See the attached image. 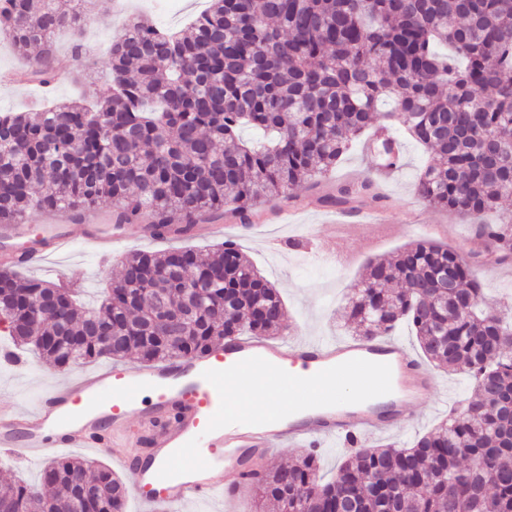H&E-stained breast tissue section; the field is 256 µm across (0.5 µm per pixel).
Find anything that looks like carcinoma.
Returning a JSON list of instances; mask_svg holds the SVG:
<instances>
[{
	"label": "carcinoma",
	"mask_w": 512,
	"mask_h": 512,
	"mask_svg": "<svg viewBox=\"0 0 512 512\" xmlns=\"http://www.w3.org/2000/svg\"><path fill=\"white\" fill-rule=\"evenodd\" d=\"M85 0H5L0 34L14 51L43 50L28 82L53 79V35L93 21ZM110 95L85 93L36 112L0 113V224L35 210L112 204V223L187 235L207 216L251 226L259 204L327 180L367 131L382 168L402 158L404 129L429 159L416 193L471 223L474 239L512 258V214L482 216L512 196V0H211L169 34L134 19L113 42ZM384 99L394 102L379 110ZM269 134L259 147L243 127ZM372 176L316 198L344 208ZM474 263L438 242H412L369 263L351 288L352 335L387 336L409 323L423 355L472 379L448 422L410 445L356 448L326 481L318 454L269 470L261 497L281 512H512V324L481 306ZM455 285L456 300L440 288ZM278 290L232 241L135 252L99 307L75 289L0 269V321L19 347L58 369L100 358L191 357L234 336L286 330ZM112 468L56 457L40 486L0 489V512H124Z\"/></svg>",
	"instance_id": "cac0c4a2"
}]
</instances>
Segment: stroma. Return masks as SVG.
<instances>
[{"label":"stroma","mask_w":512,"mask_h":512,"mask_svg":"<svg viewBox=\"0 0 512 512\" xmlns=\"http://www.w3.org/2000/svg\"><path fill=\"white\" fill-rule=\"evenodd\" d=\"M121 9H112L84 32L82 43L98 69L109 66V49L113 38L132 18L146 16L160 27L179 30L209 6V0H178L174 12L154 11L152 0H124ZM406 165L402 172L378 183L385 201L378 207H364L361 223L344 226L338 213L318 207L315 189L301 186L290 191L287 199L260 207V220L243 228L230 216L223 217L225 238L236 241L241 251L279 289L288 315L289 329L284 337L290 341L306 338L340 339L348 337L345 326L348 294L360 279L367 263L383 258L420 239H431L460 251H469L472 232L469 224L453 214L427 207L416 195V181L427 161L422 147L404 141ZM130 239L107 261L84 248L66 259L69 283L79 288L80 299L87 305L97 304L100 292L121 271L129 254L139 251H166L190 247L201 251L213 248L214 239L186 237L171 242L145 238L142 225L128 228ZM315 238L317 246L329 253L344 250L349 263L313 259L302 248V241ZM475 276L483 288L484 308L497 312L512 302V262L477 267ZM437 387L422 401L408 406L383 440L406 444L415 435L427 432L448 417V410L460 397L467 380L464 375L433 367ZM55 373L49 365L0 369V404L32 406ZM371 437V444H378Z\"/></svg>","instance_id":"obj_1"}]
</instances>
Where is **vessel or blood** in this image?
<instances>
[{
  "label": "vessel or blood",
  "mask_w": 512,
  "mask_h": 512,
  "mask_svg": "<svg viewBox=\"0 0 512 512\" xmlns=\"http://www.w3.org/2000/svg\"><path fill=\"white\" fill-rule=\"evenodd\" d=\"M43 217L38 232L0 225V238L15 241L0 264L37 266L80 243L108 259L126 239L124 225L105 223L94 210L56 209ZM74 222L81 237L67 229ZM250 381L285 391L288 410L233 406L230 387ZM348 383L367 394L366 403L344 404ZM435 384L430 369L391 336L289 343L236 336L195 358L110 365L57 380L32 407L0 409V451L33 459L66 448L109 453L131 471L139 512H170L218 494L230 505L277 447L327 439L362 446L367 436L389 432L403 397L426 395ZM128 427L129 445L145 449L147 465L113 450L111 433Z\"/></svg>",
  "instance_id": "vessel-or-blood-1"
}]
</instances>
